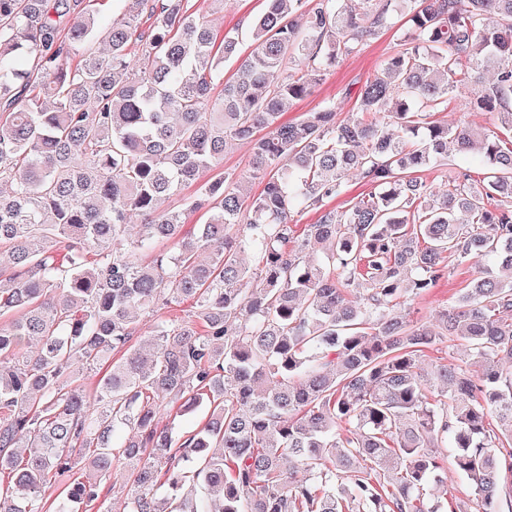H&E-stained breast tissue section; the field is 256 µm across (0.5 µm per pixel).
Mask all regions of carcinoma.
Masks as SVG:
<instances>
[{"mask_svg":"<svg viewBox=\"0 0 512 512\" xmlns=\"http://www.w3.org/2000/svg\"><path fill=\"white\" fill-rule=\"evenodd\" d=\"M265 2L225 82L239 28L189 0H125L106 25L100 0H0V512H92L116 460L124 512H512V0ZM395 17L351 117L326 99L285 118ZM461 86L499 132L434 119ZM230 141L259 192L199 182ZM450 145L486 173L440 193L420 172ZM350 176L370 191L327 207ZM453 255L473 278L435 322L398 312ZM444 342L463 358L423 370ZM166 405L207 420L179 435ZM447 441L471 499L448 496ZM187 306L188 304L181 305L180 307L172 306L171 308L159 310L153 317L143 318L139 324L137 333L133 338V342L140 343L147 338V336H150L151 328L161 320L181 319L186 317L189 314L188 310L190 309Z\"/></svg>","mask_w":512,"mask_h":512,"instance_id":"obj_1","label":"carcinoma"}]
</instances>
